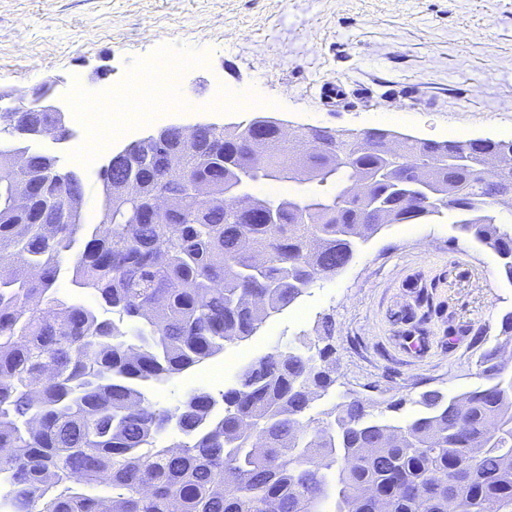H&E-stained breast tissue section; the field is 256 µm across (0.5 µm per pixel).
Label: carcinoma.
Listing matches in <instances>:
<instances>
[{
  "label": "carcinoma",
  "instance_id": "obj_1",
  "mask_svg": "<svg viewBox=\"0 0 512 512\" xmlns=\"http://www.w3.org/2000/svg\"><path fill=\"white\" fill-rule=\"evenodd\" d=\"M49 112L0 122V512H512V313L478 360L483 384L422 393L402 423L354 392L322 417L336 385L318 354L293 343L244 366L220 398L198 389L174 408L151 388L254 336L274 314L352 260L389 222L456 213L459 229L493 250L512 283V224L498 194L509 159L481 167L484 147L412 136L390 154L384 131L320 129L280 142L278 123L200 127L131 145L104 171L106 221L75 210L82 182L55 161L4 144L40 133ZM142 194L112 199V181ZM369 183L357 196L353 188ZM310 193L257 196L264 183ZM185 194L164 218L153 195ZM246 191L248 210L225 192ZM19 194L32 210L13 206ZM72 284L91 300L64 298Z\"/></svg>",
  "mask_w": 512,
  "mask_h": 512
}]
</instances>
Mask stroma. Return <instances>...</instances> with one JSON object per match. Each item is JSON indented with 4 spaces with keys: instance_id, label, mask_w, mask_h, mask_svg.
Listing matches in <instances>:
<instances>
[{
    "instance_id": "35a3bbf8",
    "label": "stroma",
    "mask_w": 512,
    "mask_h": 512,
    "mask_svg": "<svg viewBox=\"0 0 512 512\" xmlns=\"http://www.w3.org/2000/svg\"><path fill=\"white\" fill-rule=\"evenodd\" d=\"M163 55L199 61L178 87L187 106L130 130L118 113L105 152L75 128L30 144L82 180L86 223L101 219L112 154L169 125L268 116L290 128L512 140V0H0V90L51 83L65 109L73 89L100 100ZM244 88L257 102L214 105L218 91ZM510 311L496 255L461 235L454 213L388 224L335 277L152 399L171 407L192 389L220 395L254 358L298 338L333 349L336 385L316 411L352 391L402 422L419 393L481 385L478 357Z\"/></svg>"
}]
</instances>
